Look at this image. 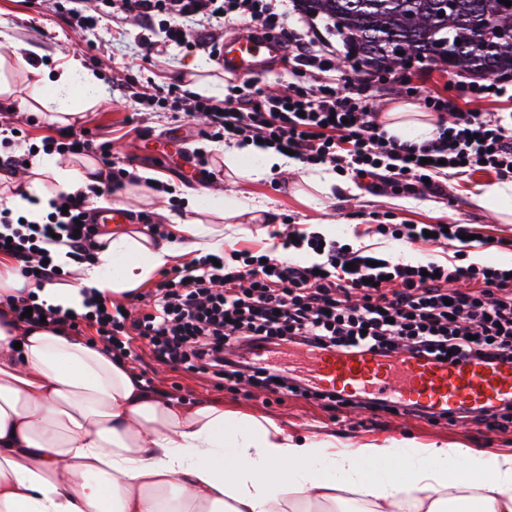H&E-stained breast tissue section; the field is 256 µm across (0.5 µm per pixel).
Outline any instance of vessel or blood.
<instances>
[{
    "mask_svg": "<svg viewBox=\"0 0 512 512\" xmlns=\"http://www.w3.org/2000/svg\"><path fill=\"white\" fill-rule=\"evenodd\" d=\"M277 37L250 26L223 40L218 59L226 72L253 78L281 57ZM300 367L321 386H342L351 394L366 391L402 405L454 414L465 408L493 409L512 403V365L463 360L448 366L430 359L387 360L371 353L304 356Z\"/></svg>",
    "mask_w": 512,
    "mask_h": 512,
    "instance_id": "vessel-or-blood-1",
    "label": "vessel or blood"
}]
</instances>
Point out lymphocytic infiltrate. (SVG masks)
Returning <instances> with one entry per match:
<instances>
[{"label":"lymphocytic infiltrate","instance_id":"f902f5d3","mask_svg":"<svg viewBox=\"0 0 512 512\" xmlns=\"http://www.w3.org/2000/svg\"><path fill=\"white\" fill-rule=\"evenodd\" d=\"M279 0H94L111 7L113 22L134 19L147 32H160L163 46H183L195 31L194 48L215 54L217 31L231 22H254L275 30L285 15ZM294 79L286 92L268 93L257 80L231 85L223 103L199 95H181L179 85L149 99L131 93L132 103L166 108L180 99L184 116H204L201 138L263 141L265 148L293 150L302 163L329 164L355 176L386 172L396 187L427 182L441 192L437 176L480 168L512 176V113L487 117L459 111L452 100L424 96L425 108L440 120L423 144L388 135L372 107L369 83L348 74L333 75V46L294 30ZM320 71L306 82L308 69ZM53 153L98 157L108 168L107 186L127 177L115 165L108 143L89 129L66 126L44 137ZM0 210V254L11 257L22 277L42 285L64 279L61 266L50 262L44 244L66 246L75 260L93 255L104 225L95 223L90 196L80 190L52 202L44 223L11 220ZM378 233L395 241L417 243L434 233L437 243L460 241L474 234L470 224H381ZM285 250L310 249L314 264L296 262L283 252L233 251L213 259L205 255L175 265L149 294L150 313L92 298L84 312L39 304L34 294L7 298L14 318L28 326L54 330H94L104 347L122 358H137L146 347L153 360L227 382H244L272 393H289L324 401L333 409L358 408L400 414V407L381 397L343 396L273 363L288 351L308 353L369 352L390 358H428L453 365L463 359L512 365V271L479 263L442 264L432 260L392 261L319 235L296 234Z\"/></svg>","mask_w":512,"mask_h":512}]
</instances>
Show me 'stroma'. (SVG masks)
Segmentation results:
<instances>
[{"instance_id":"obj_1","label":"stroma","mask_w":512,"mask_h":512,"mask_svg":"<svg viewBox=\"0 0 512 512\" xmlns=\"http://www.w3.org/2000/svg\"><path fill=\"white\" fill-rule=\"evenodd\" d=\"M70 14L60 0H44L41 7L29 6L28 0H0V80L14 89L17 97L30 98L37 76L35 67H56L68 58L80 59L86 70L99 77L106 89L105 101L88 104L81 100L67 102L73 111L72 121L89 128L98 138L112 144V158L129 173L140 170L155 172L164 185L180 189L177 197L153 195L144 201L140 193L127 196L132 207L128 226L143 231V217L155 224H171L173 218L189 219L185 211V193L221 191L226 196L252 197L267 208L260 220L243 224L241 231L225 229L224 219L213 218L214 226L224 228V250H247L253 253L281 244L289 229L314 234L319 224L336 226L335 237L353 247L392 255L412 261L430 258L442 263L453 259L455 246L431 242L402 245L388 240L376 231L380 224H436L451 219L474 225L482 237L493 239L494 247H468L469 261L506 266L512 264V214H498L476 202L480 186L496 181L497 175L485 170H467L439 177L445 189L436 195L423 189H394L381 179L354 178L352 172L337 173L338 181L354 183L357 194L324 195L308 184L307 179L318 169L300 161L266 179L249 181L228 177L224 171L223 143L198 137L183 136L179 140L180 159L162 162L156 152L161 139L175 124L169 111H137L123 98L120 80L133 78L136 92L152 95L159 87L181 82L184 90L211 94L223 99L231 75L221 70L217 61L199 50L169 47L163 54H151L148 44L140 39L138 26H118L102 20L95 38L76 34L69 25ZM19 40L36 47L38 56L30 64L16 61L10 55L9 40ZM403 71L363 72L375 95L374 104L381 114L408 103ZM470 75L450 69L420 65L411 86L431 95L452 98L463 112H512V98H489L479 102L467 97L464 87ZM207 157L208 176L192 174L186 159ZM135 373L154 372L153 388L162 397L185 406L202 402H222L225 408L278 423L288 434H329L337 447L379 444L384 440L411 439L422 446L445 444L476 450L512 452V428L489 432L484 428L449 423H433L423 418H397L380 414L377 421L367 416L344 417L342 412L323 402L292 395L254 394L249 386L234 385L223 380L181 369L156 368L150 359L130 361Z\"/></svg>"}]
</instances>
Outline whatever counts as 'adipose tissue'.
Wrapping results in <instances>:
<instances>
[{
  "instance_id": "1",
  "label": "adipose tissue",
  "mask_w": 512,
  "mask_h": 512,
  "mask_svg": "<svg viewBox=\"0 0 512 512\" xmlns=\"http://www.w3.org/2000/svg\"><path fill=\"white\" fill-rule=\"evenodd\" d=\"M77 89L94 96L101 87L72 58L38 80L32 97L61 108ZM286 163L251 144L224 148L225 167L251 181ZM96 171L90 159L37 156L7 206L41 221L49 199L97 184ZM174 230L167 239L104 236L77 282L44 283L38 302L79 312L86 290L119 297L183 250H224L223 232L201 221ZM342 489L368 512H512V453L295 438L217 402L164 399L102 348L0 316V512H330Z\"/></svg>"
}]
</instances>
